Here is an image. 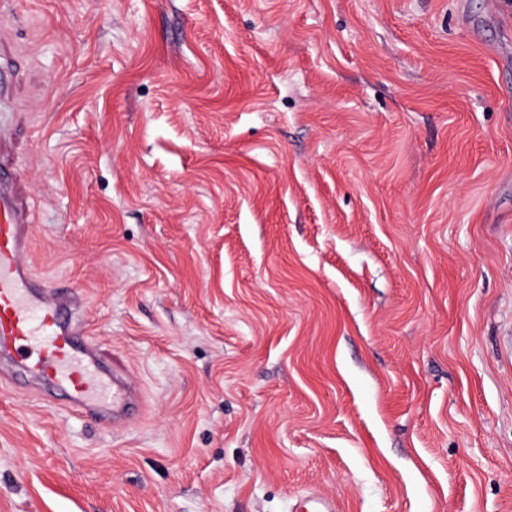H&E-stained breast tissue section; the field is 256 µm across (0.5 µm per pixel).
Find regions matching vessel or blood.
I'll list each match as a JSON object with an SVG mask.
<instances>
[{"instance_id": "vessel-or-blood-1", "label": "vessel or blood", "mask_w": 512, "mask_h": 512, "mask_svg": "<svg viewBox=\"0 0 512 512\" xmlns=\"http://www.w3.org/2000/svg\"><path fill=\"white\" fill-rule=\"evenodd\" d=\"M18 181L0 167V359L19 366L39 386L45 402L63 396L78 409L126 419L139 401L136 385L110 378L95 365L76 322L77 297L30 270L32 210L18 199ZM291 512H339L335 497L302 496Z\"/></svg>"}]
</instances>
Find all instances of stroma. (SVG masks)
<instances>
[{
	"label": "stroma",
	"instance_id": "35a3bbf8",
	"mask_svg": "<svg viewBox=\"0 0 512 512\" xmlns=\"http://www.w3.org/2000/svg\"><path fill=\"white\" fill-rule=\"evenodd\" d=\"M11 0L33 272L141 410L0 384V512H512V11ZM339 510L335 497L314 490L302 496L290 512H338Z\"/></svg>",
	"mask_w": 512,
	"mask_h": 512
}]
</instances>
